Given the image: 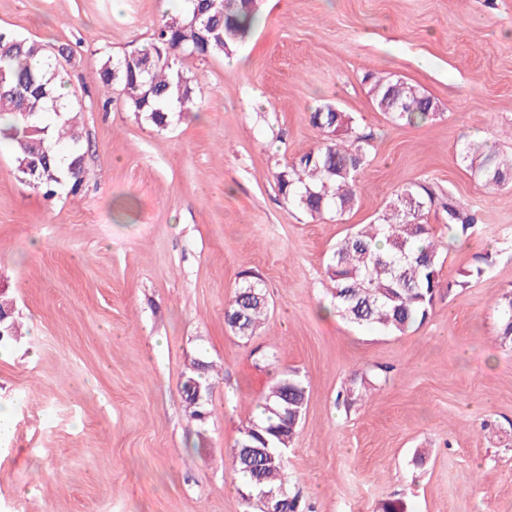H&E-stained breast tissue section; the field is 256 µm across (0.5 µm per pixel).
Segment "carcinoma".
<instances>
[{"mask_svg": "<svg viewBox=\"0 0 512 512\" xmlns=\"http://www.w3.org/2000/svg\"><path fill=\"white\" fill-rule=\"evenodd\" d=\"M258 3L244 0H183L180 11L164 16L149 43L120 55L102 57L96 71L99 87L120 96L127 111L144 123L166 130L196 107L192 80L180 67L185 56L201 59L230 55L258 20ZM199 18L197 27L191 26ZM70 57L65 47L52 53L46 45L0 28V136L11 141L20 179L49 197L68 185L80 190L76 173L84 170L81 135L73 130L70 94L60 59ZM375 108L392 120L418 124L436 115L433 99L404 80H377L370 87ZM322 135L315 150L307 151L274 172L283 199L311 218L344 219L355 202V179L365 164L370 138L353 133L352 117L318 107L310 115ZM458 163L489 191L512 181V155L466 141L457 150ZM433 203L422 186L398 191L373 224H363L346 235L333 250L326 274L333 283L336 311L349 323L389 334L405 333L429 316L441 288H464L469 280L443 285L444 260L425 211ZM448 231L470 235L478 224L474 212L448 198ZM498 336L512 345V290L497 301ZM271 304L262 280L243 272L225 314L227 328L238 338L254 336L268 318ZM212 366L193 374L204 399L183 379L181 391L191 419L204 422L210 394ZM308 401L305 377L297 370L283 371L259 407L260 414L242 425L232 453V464L247 483L244 491L259 498L273 494L286 512H297V497L284 488V452L292 446L279 436L301 421Z\"/></svg>", "mask_w": 512, "mask_h": 512, "instance_id": "cac0c4a2", "label": "carcinoma"}]
</instances>
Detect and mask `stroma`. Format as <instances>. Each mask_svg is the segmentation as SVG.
Returning a JSON list of instances; mask_svg holds the SVG:
<instances>
[{
	"instance_id": "1",
	"label": "stroma",
	"mask_w": 512,
	"mask_h": 512,
	"mask_svg": "<svg viewBox=\"0 0 512 512\" xmlns=\"http://www.w3.org/2000/svg\"><path fill=\"white\" fill-rule=\"evenodd\" d=\"M182 0H0V28L51 48L78 100L81 191L51 199L0 144V286L22 334L0 350V512H260L232 464L240 427L274 378L299 370L308 402L285 455L298 512H512V347L497 301L512 289V187L486 193L459 166L467 140L512 153V0H262L224 59H183L201 102L156 132L106 99L101 53L145 44ZM431 96L420 125L375 110L372 77ZM331 104L370 136L357 201L314 220L274 172L316 148ZM425 186L442 278H474L403 334L357 329L334 309L326 263L404 185ZM456 199L479 217L449 238ZM259 274L268 321L241 340L224 310L238 275ZM275 354L276 363L262 358ZM216 366L205 422L180 392L189 363ZM368 388L353 404L339 393Z\"/></svg>"
}]
</instances>
